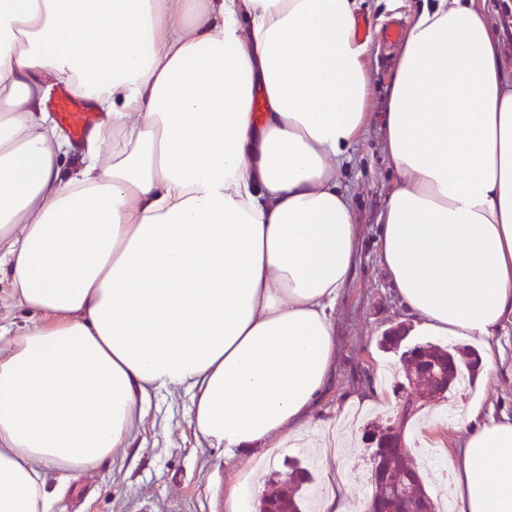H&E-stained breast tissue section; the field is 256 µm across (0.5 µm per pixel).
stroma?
Listing matches in <instances>:
<instances>
[{
	"instance_id": "obj_1",
	"label": "stroma",
	"mask_w": 512,
	"mask_h": 512,
	"mask_svg": "<svg viewBox=\"0 0 512 512\" xmlns=\"http://www.w3.org/2000/svg\"><path fill=\"white\" fill-rule=\"evenodd\" d=\"M425 0H362L357 19L372 46L367 60L371 75L369 110L372 123L358 144L344 184L348 188L360 228L358 255L350 282L336 308V358L330 380L313 417L329 421L352 407L361 422L396 420L399 400L391 380H403L398 355L379 346L382 335L411 318L394 294L378 262L377 214L394 184L395 172L381 149L380 135L399 42L385 39L388 28L407 30ZM496 380H476L474 386L453 390L448 400L431 403L430 411L446 408L448 401L466 405L479 400L495 410L512 413V335L498 339L495 349ZM189 404L184 394L163 393L154 399L133 448L96 470L72 476L54 493L49 512H224V493L237 474L250 467L249 456L239 455L217 463L214 449L199 446L187 426ZM405 449L420 470L446 468L459 446L454 425L443 424L438 434L404 430ZM360 432L338 438L348 451L342 469L347 487L370 495L368 454Z\"/></svg>"
}]
</instances>
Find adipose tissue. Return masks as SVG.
Here are the masks:
<instances>
[{
    "label": "adipose tissue",
    "mask_w": 512,
    "mask_h": 512,
    "mask_svg": "<svg viewBox=\"0 0 512 512\" xmlns=\"http://www.w3.org/2000/svg\"><path fill=\"white\" fill-rule=\"evenodd\" d=\"M358 0H0V512L125 454L153 396L233 458L312 425L359 230L342 179L366 133ZM481 0H435L383 125L397 179L378 261L419 328L512 324V78ZM63 84L102 119L74 145ZM263 109L254 111L253 95ZM458 512H512V415L469 403Z\"/></svg>",
    "instance_id": "ef3b65f1"
}]
</instances>
